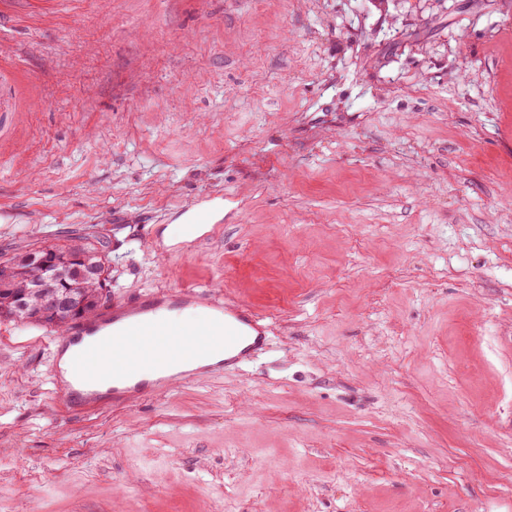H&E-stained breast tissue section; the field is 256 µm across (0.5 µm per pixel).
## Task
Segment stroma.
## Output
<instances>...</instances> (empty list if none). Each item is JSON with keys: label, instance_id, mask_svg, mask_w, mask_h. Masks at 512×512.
Here are the masks:
<instances>
[{"label": "stroma", "instance_id": "stroma-1", "mask_svg": "<svg viewBox=\"0 0 512 512\" xmlns=\"http://www.w3.org/2000/svg\"><path fill=\"white\" fill-rule=\"evenodd\" d=\"M0 209L269 336L78 416L0 322V512H512V0H0ZM184 213H189L188 219L191 221L187 224L189 231L193 234V240L202 243L209 240L215 232L217 225L212 223L214 215L211 211L205 209H195L188 207Z\"/></svg>", "mask_w": 512, "mask_h": 512}]
</instances>
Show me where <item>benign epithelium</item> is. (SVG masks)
<instances>
[{"mask_svg": "<svg viewBox=\"0 0 512 512\" xmlns=\"http://www.w3.org/2000/svg\"><path fill=\"white\" fill-rule=\"evenodd\" d=\"M35 266L76 269L79 283L70 286L63 281L31 280L28 272ZM107 277L106 267L82 254L35 247L16 259H0V294L6 295L0 303V321L22 316L26 321L54 326L64 316L82 317L93 300L109 302Z\"/></svg>", "mask_w": 512, "mask_h": 512, "instance_id": "7a95c632", "label": "benign epithelium"}]
</instances>
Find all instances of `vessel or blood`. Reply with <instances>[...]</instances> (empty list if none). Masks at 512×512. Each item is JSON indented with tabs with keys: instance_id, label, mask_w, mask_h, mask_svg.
<instances>
[{
	"instance_id": "b4317fda",
	"label": "vessel or blood",
	"mask_w": 512,
	"mask_h": 512,
	"mask_svg": "<svg viewBox=\"0 0 512 512\" xmlns=\"http://www.w3.org/2000/svg\"><path fill=\"white\" fill-rule=\"evenodd\" d=\"M196 242L211 238L214 215L190 209ZM201 313L193 326L177 314ZM268 343L267 332L247 305L200 289L157 291L113 303L98 318L74 325L55 348H74L68 381L53 379V401L71 413L105 409L168 392L200 375L240 368Z\"/></svg>"
}]
</instances>
